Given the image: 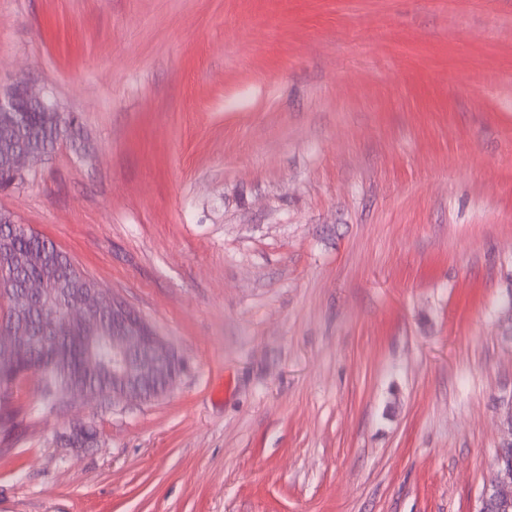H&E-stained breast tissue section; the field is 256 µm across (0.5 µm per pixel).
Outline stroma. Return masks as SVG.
I'll return each instance as SVG.
<instances>
[{"label":"stroma","mask_w":512,"mask_h":512,"mask_svg":"<svg viewBox=\"0 0 512 512\" xmlns=\"http://www.w3.org/2000/svg\"><path fill=\"white\" fill-rule=\"evenodd\" d=\"M79 125L0 211L175 351L0 512H478L512 413V0H0Z\"/></svg>","instance_id":"stroma-1"}]
</instances>
